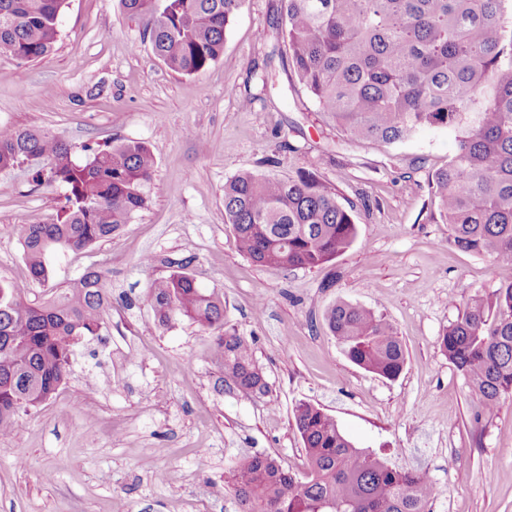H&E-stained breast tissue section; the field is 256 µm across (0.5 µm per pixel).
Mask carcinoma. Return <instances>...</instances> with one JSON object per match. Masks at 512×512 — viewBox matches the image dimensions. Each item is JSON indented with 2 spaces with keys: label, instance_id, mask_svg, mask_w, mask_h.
I'll use <instances>...</instances> for the list:
<instances>
[{
  "label": "carcinoma",
  "instance_id": "cac0c4a2",
  "mask_svg": "<svg viewBox=\"0 0 512 512\" xmlns=\"http://www.w3.org/2000/svg\"><path fill=\"white\" fill-rule=\"evenodd\" d=\"M144 21L153 54L171 70L200 74L224 54L225 32L243 0H118ZM277 39L320 112L346 136L383 144L424 130L454 133L446 167L429 181L448 240L512 264V0H282ZM65 0H0V51L47 57ZM73 147L44 130L0 126V171L34 160L32 182L65 187L50 224L15 231L32 281L45 297L22 298L0 280V435L21 413L50 400L67 377L77 338L97 336L108 292L85 270L68 288L50 285L53 263L109 242L144 208L156 165L148 146L120 140ZM224 215L241 254L274 269L314 268L357 239L354 205L336 187L299 170L282 179L240 172L224 182ZM178 270L151 280L158 322L186 318L217 332L224 378L241 391L266 384L251 345L227 327L224 294ZM326 324L347 358L386 379L406 357L394 326L346 301ZM440 349L494 413L512 395V282L469 295ZM305 450L299 478L272 456L237 463L224 478L239 512H429L435 485L354 446L335 419L302 402L293 412Z\"/></svg>",
  "mask_w": 512,
  "mask_h": 512
}]
</instances>
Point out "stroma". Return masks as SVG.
I'll return each mask as SVG.
<instances>
[{"instance_id": "obj_1", "label": "stroma", "mask_w": 512, "mask_h": 512, "mask_svg": "<svg viewBox=\"0 0 512 512\" xmlns=\"http://www.w3.org/2000/svg\"><path fill=\"white\" fill-rule=\"evenodd\" d=\"M279 7L244 0L223 57L198 75L171 72L118 0H67L60 39L42 60L0 52V125L78 148L138 140L156 160L145 208L112 241L54 265L58 289L101 270L110 306L99 335L76 345L56 397L0 437V512H237L224 492L236 462L272 455L303 471L300 402L330 414L356 447L424 473L440 490L431 512H512V397L486 414L439 348L461 301L512 281V265L461 250L440 222L428 180L447 165L453 136L344 137L288 56L271 55ZM301 168L354 204L357 239L319 268L258 265L225 222L224 183L241 171L285 178ZM64 193L20 170L0 173V277L22 296L35 286L12 227L52 222ZM180 260L200 287L223 292L266 394L227 386L213 332L158 324L147 284ZM339 301L393 324L407 358L399 377L344 355L325 322Z\"/></svg>"}]
</instances>
